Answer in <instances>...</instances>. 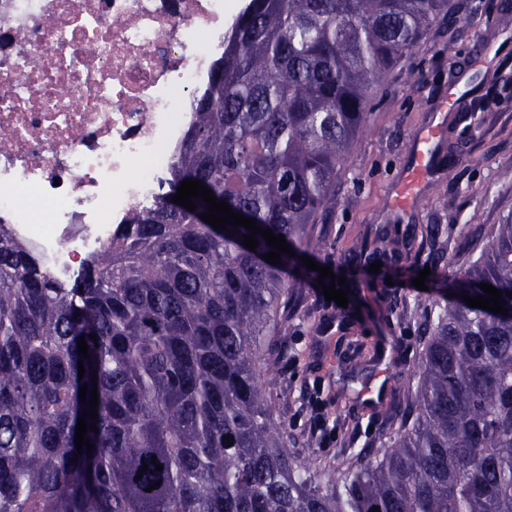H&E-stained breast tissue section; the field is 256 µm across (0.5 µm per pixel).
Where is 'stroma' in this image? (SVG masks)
<instances>
[{"mask_svg": "<svg viewBox=\"0 0 512 512\" xmlns=\"http://www.w3.org/2000/svg\"><path fill=\"white\" fill-rule=\"evenodd\" d=\"M454 40L415 47L372 109L339 173L336 204L316 232L328 244L301 284L283 335L286 359L261 377L274 413L288 423V450L306 463L340 464L363 447L385 448L396 413L413 400L421 329L435 317L441 273L481 255L495 224L512 214V0H460ZM445 131L431 172L407 209L393 199L415 137L437 118ZM379 272H370L373 263ZM344 277L347 306L327 301L318 266ZM428 270L426 289L413 286ZM379 391L366 404L365 389ZM321 410L336 434L321 444L309 420Z\"/></svg>", "mask_w": 512, "mask_h": 512, "instance_id": "obj_1", "label": "stroma"}]
</instances>
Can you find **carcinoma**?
I'll use <instances>...</instances> for the list:
<instances>
[{"label":"carcinoma","instance_id":"carcinoma-1","mask_svg":"<svg viewBox=\"0 0 512 512\" xmlns=\"http://www.w3.org/2000/svg\"><path fill=\"white\" fill-rule=\"evenodd\" d=\"M449 2L247 0L193 101L167 195L82 279L62 287L0 234V512H512V215L442 277L390 447L344 469L297 461L261 380L284 351L285 272L323 247L310 229L336 202L368 92L431 33L453 39ZM187 179L296 256L272 265L262 235L250 251L245 227L229 236L200 219L203 200L173 203ZM482 283L507 315L462 300ZM84 384L98 393L90 456L75 444Z\"/></svg>","mask_w":512,"mask_h":512}]
</instances>
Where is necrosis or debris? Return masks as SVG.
I'll list each match as a JSON object with an SVG mask.
<instances>
[{
    "mask_svg": "<svg viewBox=\"0 0 512 512\" xmlns=\"http://www.w3.org/2000/svg\"><path fill=\"white\" fill-rule=\"evenodd\" d=\"M240 0H0V232L54 282L168 192Z\"/></svg>",
    "mask_w": 512,
    "mask_h": 512,
    "instance_id": "4bbe7bcc",
    "label": "necrosis or debris"
}]
</instances>
